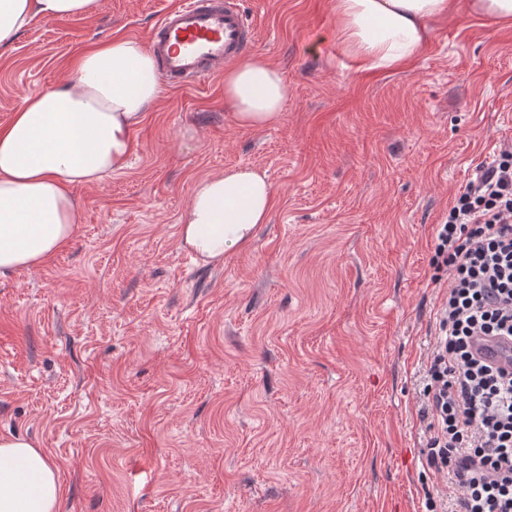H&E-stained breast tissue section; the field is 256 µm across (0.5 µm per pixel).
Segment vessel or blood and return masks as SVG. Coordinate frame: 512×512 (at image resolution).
I'll list each match as a JSON object with an SVG mask.
<instances>
[{
	"label": "vessel or blood",
	"instance_id": "obj_1",
	"mask_svg": "<svg viewBox=\"0 0 512 512\" xmlns=\"http://www.w3.org/2000/svg\"><path fill=\"white\" fill-rule=\"evenodd\" d=\"M254 39L240 0H181L156 23L148 48L164 82L185 87L223 72ZM475 348L491 365L512 367V340L480 338Z\"/></svg>",
	"mask_w": 512,
	"mask_h": 512
}]
</instances>
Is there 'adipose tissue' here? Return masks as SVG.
I'll return each mask as SVG.
<instances>
[{
    "mask_svg": "<svg viewBox=\"0 0 512 512\" xmlns=\"http://www.w3.org/2000/svg\"><path fill=\"white\" fill-rule=\"evenodd\" d=\"M97 0H0V47L31 19L91 15ZM456 0H334L336 38L364 69H390L418 54L433 22ZM152 54L115 38L80 56L73 84L25 99L0 127V273L54 257L74 233L72 190L124 168L131 133L157 100ZM287 98L281 71L250 58L224 74V103L235 121H279ZM274 192L265 174L236 168L198 180L179 216L182 246L204 263H223L266 223ZM64 486L57 469L19 437H0V512H56Z\"/></svg>",
    "mask_w": 512,
    "mask_h": 512,
    "instance_id": "ef3b65f1",
    "label": "adipose tissue"
}]
</instances>
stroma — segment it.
<instances>
[{
	"mask_svg": "<svg viewBox=\"0 0 512 512\" xmlns=\"http://www.w3.org/2000/svg\"><path fill=\"white\" fill-rule=\"evenodd\" d=\"M177 0H98L0 48V126L76 58L145 41ZM280 120L244 127L224 77L162 87L128 165L74 188L69 243L0 275V433L57 466L58 512H428L419 370L436 332L431 234L512 146V24L468 0L399 68L342 55L332 0H241ZM266 174L269 221L208 266L194 184Z\"/></svg>",
	"mask_w": 512,
	"mask_h": 512,
	"instance_id": "obj_1",
	"label": "stroma"
}]
</instances>
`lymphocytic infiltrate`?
Listing matches in <instances>:
<instances>
[{
  "mask_svg": "<svg viewBox=\"0 0 512 512\" xmlns=\"http://www.w3.org/2000/svg\"><path fill=\"white\" fill-rule=\"evenodd\" d=\"M430 280L445 284L422 367L423 467L451 512H512V370L475 338H512V148L478 166L433 236Z\"/></svg>",
  "mask_w": 512,
  "mask_h": 512,
  "instance_id": "lymphocytic-infiltrate-1",
  "label": "lymphocytic infiltrate"
}]
</instances>
